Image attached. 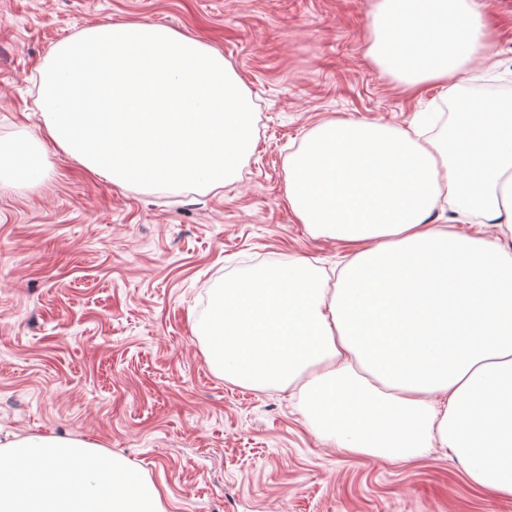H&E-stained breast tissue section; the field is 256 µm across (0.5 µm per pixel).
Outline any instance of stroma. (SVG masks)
Segmentation results:
<instances>
[{
    "mask_svg": "<svg viewBox=\"0 0 512 512\" xmlns=\"http://www.w3.org/2000/svg\"><path fill=\"white\" fill-rule=\"evenodd\" d=\"M504 79L404 92L368 55L375 0H0V138L37 136L38 68L87 27L158 23L220 50L250 96L256 147L223 188L112 184L54 143L37 182L0 186V441L51 434L124 456L166 512H512L440 451L337 454L290 391L217 377L194 325L230 278L346 243L285 201L288 154L321 121L406 127L512 95V0H479Z\"/></svg>",
    "mask_w": 512,
    "mask_h": 512,
    "instance_id": "obj_1",
    "label": "stroma"
}]
</instances>
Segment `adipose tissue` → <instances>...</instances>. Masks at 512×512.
<instances>
[{
	"instance_id": "adipose-tissue-1",
	"label": "adipose tissue",
	"mask_w": 512,
	"mask_h": 512,
	"mask_svg": "<svg viewBox=\"0 0 512 512\" xmlns=\"http://www.w3.org/2000/svg\"><path fill=\"white\" fill-rule=\"evenodd\" d=\"M490 38L478 0H377L368 54L399 87L451 92ZM285 199L351 253L333 277L295 261L226 282L214 372L291 390L338 454L439 448L512 498V98L462 102L435 138L419 123L323 121L288 157ZM471 218L495 233L458 231Z\"/></svg>"
}]
</instances>
